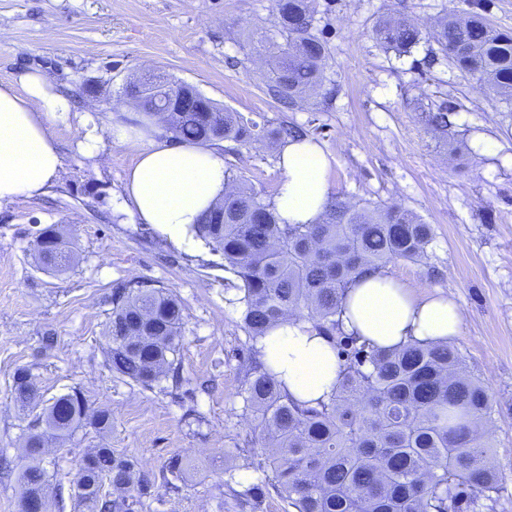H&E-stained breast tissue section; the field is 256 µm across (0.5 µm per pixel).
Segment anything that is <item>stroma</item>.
<instances>
[{
    "label": "stroma",
    "mask_w": 512,
    "mask_h": 512,
    "mask_svg": "<svg viewBox=\"0 0 512 512\" xmlns=\"http://www.w3.org/2000/svg\"><path fill=\"white\" fill-rule=\"evenodd\" d=\"M326 43V93L291 109L266 92L265 65L249 36L273 20L272 0H0V81L48 72L74 111L52 124L62 180L36 198L0 207V512H19V438L35 413L14 400L13 376L29 367L42 400L80 389L91 410L108 409L110 432L80 428L57 452L51 483H70L92 448L108 446L157 474L135 512H287L266 493L258 510L237 495L255 483L261 428L239 391L252 342L231 303L221 255L204 242L176 248L120 208L122 179L135 152L112 143L113 122L129 120L124 87L153 70L195 87L219 106L268 127L298 126L331 166V195L350 203H398L433 229L420 262L393 261L387 273L451 296L465 313L452 344L497 405L491 439L512 512V103L486 95L452 68L433 43L411 53L382 49L372 29L405 16L421 33L451 14L479 11L512 31V0H315ZM453 112L447 135L423 115L440 102ZM98 127L101 151L83 152L81 111ZM237 178L265 197L280 172L263 143L224 144ZM67 228L76 260L62 273L34 257L40 229ZM130 281L171 291L184 314L176 355L183 381L143 387L113 372L106 356L112 288ZM183 460L177 488L160 475Z\"/></svg>",
    "instance_id": "stroma-1"
}]
</instances>
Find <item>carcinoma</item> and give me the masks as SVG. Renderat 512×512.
I'll return each mask as SVG.
<instances>
[{
    "mask_svg": "<svg viewBox=\"0 0 512 512\" xmlns=\"http://www.w3.org/2000/svg\"><path fill=\"white\" fill-rule=\"evenodd\" d=\"M273 15L256 50L269 60L268 93L295 105L324 85L327 48L314 32L313 0H274ZM373 38L406 53L421 31L405 19L383 17ZM429 39L462 74L512 100V33L470 12L446 17ZM194 96L196 103L167 128L177 140L246 145L291 136L285 128L269 130L239 112H222L197 90ZM449 111L439 104L426 124L445 133ZM228 181L224 209L212 207L194 231L236 277L231 287L240 297L233 303L242 306L244 331L257 341L296 315L334 343L341 366L334 394L313 405L290 394L263 362L251 363L239 395L263 429L261 453L271 475L240 497L248 503L270 487L289 512H502L490 435L499 410L457 350L417 342L386 349L342 330L341 304L354 278L394 260L425 258L430 225L398 204L356 208L335 196L318 223L281 224L272 201L232 175ZM39 236L73 254L57 228H43ZM182 325V307L166 289L116 285L107 329L112 371L148 388L169 373L180 381L173 355ZM36 388L31 370L17 368V401L30 403ZM86 423L107 430L112 414L89 412L86 396L74 389L52 398L27 428L23 448L31 463L20 474V512H29L31 497L51 503L48 467L56 459L45 460V448L72 438ZM72 484L83 488L75 499L86 512H131L154 488L150 474L103 446L83 457Z\"/></svg>",
    "mask_w": 512,
    "mask_h": 512,
    "instance_id": "carcinoma-1",
    "label": "carcinoma"
}]
</instances>
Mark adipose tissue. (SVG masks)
Segmentation results:
<instances>
[{
  "instance_id": "adipose-tissue-1",
  "label": "adipose tissue",
  "mask_w": 512,
  "mask_h": 512,
  "mask_svg": "<svg viewBox=\"0 0 512 512\" xmlns=\"http://www.w3.org/2000/svg\"><path fill=\"white\" fill-rule=\"evenodd\" d=\"M72 110L69 98L42 70L0 82V204L45 194L62 178L63 158L49 123L67 119ZM112 141L137 150L124 179L126 211L175 245L195 244L194 225L227 186L223 149L172 142L152 115L139 126L113 124ZM277 167L281 178L273 205L280 223L318 222L330 196V161L322 146L309 138L288 141L278 150ZM341 319L346 333L392 349L458 336L464 315L452 298L368 272L347 291ZM258 352L299 400L328 399L339 385L336 350L310 322L288 319L260 340Z\"/></svg>"
}]
</instances>
